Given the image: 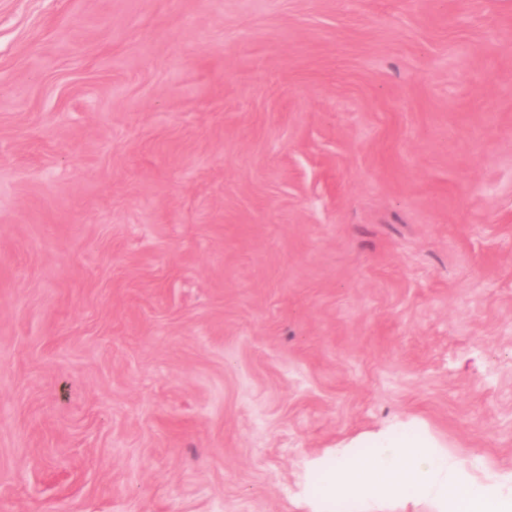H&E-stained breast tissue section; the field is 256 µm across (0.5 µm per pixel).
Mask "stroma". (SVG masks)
<instances>
[{"label": "stroma", "instance_id": "stroma-1", "mask_svg": "<svg viewBox=\"0 0 512 512\" xmlns=\"http://www.w3.org/2000/svg\"><path fill=\"white\" fill-rule=\"evenodd\" d=\"M396 418L512 470V0H0V512H305Z\"/></svg>", "mask_w": 512, "mask_h": 512}]
</instances>
